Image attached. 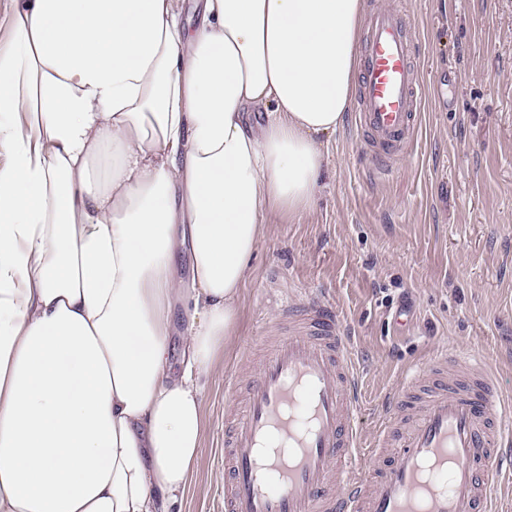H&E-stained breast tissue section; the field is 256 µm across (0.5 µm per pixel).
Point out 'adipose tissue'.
Returning <instances> with one entry per match:
<instances>
[{"instance_id":"1","label":"adipose tissue","mask_w":512,"mask_h":512,"mask_svg":"<svg viewBox=\"0 0 512 512\" xmlns=\"http://www.w3.org/2000/svg\"><path fill=\"white\" fill-rule=\"evenodd\" d=\"M0 512H171L272 212H308L365 0H10ZM192 256V288L175 270ZM202 318L169 358L173 302Z\"/></svg>"}]
</instances>
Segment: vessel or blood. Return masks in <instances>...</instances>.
I'll return each mask as SVG.
<instances>
[{
  "mask_svg": "<svg viewBox=\"0 0 512 512\" xmlns=\"http://www.w3.org/2000/svg\"><path fill=\"white\" fill-rule=\"evenodd\" d=\"M418 56L404 15L374 10L355 123L384 177L417 136ZM278 305L288 332L241 356L254 374L224 418V512H497L512 434L498 378L476 356L445 351L413 368L364 452L359 376L332 305Z\"/></svg>",
  "mask_w": 512,
  "mask_h": 512,
  "instance_id": "vessel-or-blood-1",
  "label": "vessel or blood"
}]
</instances>
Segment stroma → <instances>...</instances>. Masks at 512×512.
Returning a JSON list of instances; mask_svg holds the SVG:
<instances>
[{"label": "stroma", "mask_w": 512, "mask_h": 512, "mask_svg": "<svg viewBox=\"0 0 512 512\" xmlns=\"http://www.w3.org/2000/svg\"><path fill=\"white\" fill-rule=\"evenodd\" d=\"M405 13L430 92L419 132L379 179L353 112L328 138L312 210L272 218L251 262L240 331L202 377L205 439L180 512H219L228 380L243 351L283 334L272 290L321 289L361 382L357 425L376 439L385 398L443 347L477 352L512 403V0H365Z\"/></svg>", "instance_id": "obj_1"}]
</instances>
